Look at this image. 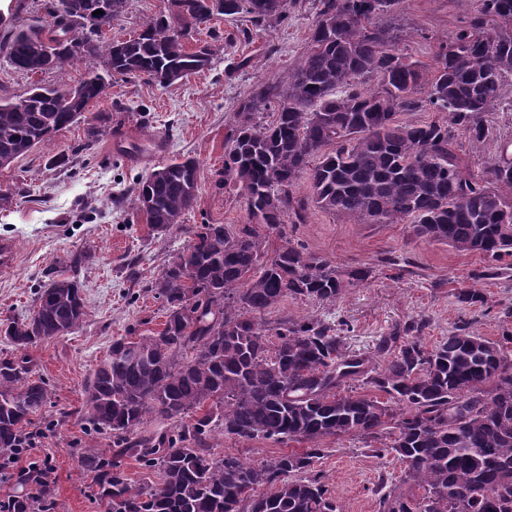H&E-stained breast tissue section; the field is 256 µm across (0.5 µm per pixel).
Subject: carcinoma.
Masks as SVG:
<instances>
[{"mask_svg":"<svg viewBox=\"0 0 512 512\" xmlns=\"http://www.w3.org/2000/svg\"><path fill=\"white\" fill-rule=\"evenodd\" d=\"M89 0H58L51 21L9 27L6 61L30 73H64L103 56L76 85H36L0 99V168L81 120L115 76L161 86L208 68L224 52L220 35L189 52L187 31L217 15L245 14L265 27L288 13V0H172L183 21L147 22L136 36L101 45L87 24ZM307 51L285 80L242 101L225 142L216 185L233 188L244 224H203L150 284L162 300L158 331L112 341L84 388L80 413L110 441L82 453L96 474L105 512H339L314 462L319 441L352 436L403 465L379 500L380 512H512V335L492 341L462 323L427 348L413 321L389 336L382 365L347 353L325 319H263L286 298L334 303L370 270L342 275L330 261L289 243L271 251L272 234L306 224L311 209L352 224H411L414 234L473 252L496 265L512 258V156L502 150L473 174L457 133L482 142L487 114L512 96V0H475L465 25L438 46L428 70L375 24L403 0H319ZM376 81L372 88L370 81ZM273 109L274 119L264 120ZM436 112L424 123L402 112ZM308 175L311 193L297 191ZM200 168L172 159L141 177L134 192L147 223L163 233L193 208ZM37 293L31 316L0 329L11 355L0 358V454L26 446L33 417L52 399L29 349L62 336L86 316L75 272ZM215 434L307 442L247 463L215 458ZM390 443H385V439ZM154 469L133 486L119 458Z\"/></svg>","mask_w":512,"mask_h":512,"instance_id":"1","label":"carcinoma"}]
</instances>
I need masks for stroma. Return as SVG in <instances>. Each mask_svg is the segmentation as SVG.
I'll return each mask as SVG.
<instances>
[{
  "label": "stroma",
  "instance_id": "obj_1",
  "mask_svg": "<svg viewBox=\"0 0 512 512\" xmlns=\"http://www.w3.org/2000/svg\"><path fill=\"white\" fill-rule=\"evenodd\" d=\"M472 0H404L401 11L379 16L397 27L403 53L432 67L440 42L470 15ZM319 0H296L287 19L261 28L246 15L220 16L212 25L224 38V53L213 65L168 86L143 77L113 80L107 96L90 104L87 120L58 131L53 140L0 168V194L13 203L0 209V240L15 245V268L0 271V320L23 318L33 309L39 288L63 270L70 255L89 263L80 275L87 316L70 333L33 346L38 374L55 394L38 422L45 436L33 459L54 467L53 512H104L93 479L81 464L84 448H106L79 415L83 389L113 340L159 330L165 320L150 282L169 256L183 249L203 224H241L245 204L215 184L224 167V144L240 102L261 84L286 78L308 46ZM170 0H126L123 11L102 32L103 42L135 35L151 18L173 15ZM246 68H238L242 58ZM98 56L74 63L65 74H26L0 54V97L18 99L37 82L77 83L101 68ZM107 116L105 130L87 151L89 120ZM489 132L478 144L464 143L462 157L472 172H482L512 141V104L488 116ZM67 165L51 166L56 155ZM188 155L200 164L196 204L180 228L160 235L139 212L133 187L139 176L170 159ZM292 243L331 261L339 271L371 268V275L348 286L333 304L289 298L274 317L324 318L335 324L348 351L377 357L381 337L413 320H424L420 339L434 346L456 324L467 322L492 339L512 333V269L493 279L480 278L485 262L473 252L414 236L408 224H351L325 211L289 229ZM482 291L485 304L467 306L461 290ZM212 451L260 460L285 451L265 439L218 435ZM324 456L314 465L341 512H379V488L400 470L392 456H377L351 437L323 439Z\"/></svg>",
  "mask_w": 512,
  "mask_h": 512
}]
</instances>
